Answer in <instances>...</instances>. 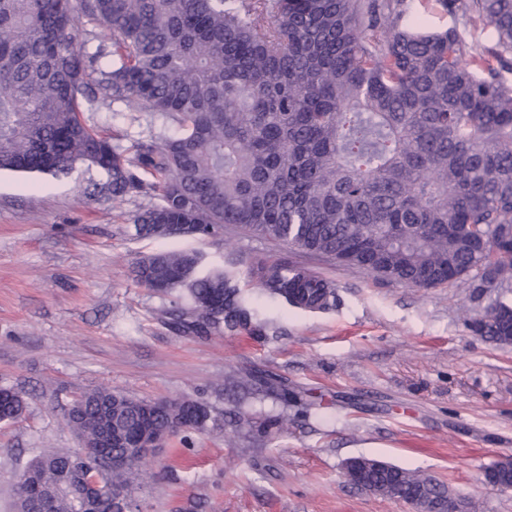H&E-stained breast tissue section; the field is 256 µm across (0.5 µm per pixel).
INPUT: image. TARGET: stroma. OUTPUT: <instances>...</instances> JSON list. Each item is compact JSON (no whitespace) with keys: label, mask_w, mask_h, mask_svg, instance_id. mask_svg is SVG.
I'll return each mask as SVG.
<instances>
[{"label":"stroma","mask_w":512,"mask_h":512,"mask_svg":"<svg viewBox=\"0 0 512 512\" xmlns=\"http://www.w3.org/2000/svg\"><path fill=\"white\" fill-rule=\"evenodd\" d=\"M428 29L456 27L492 45L491 29L439 0ZM92 128L123 146L176 133L172 122L99 98L82 102ZM98 170L69 176L0 171V388L26 407L0 423V512H15L13 484L39 456L77 447L66 414L72 399L100 387L148 399H195L210 417L179 432L147 460L137 485L142 512H410L344 482L348 459L367 457L421 471L470 499L475 512H512V490L484 472L512 457V344L476 335L471 323L496 298L468 279L417 288L228 228L215 243L136 236L134 217L153 206L135 192L120 206L87 193ZM160 250L203 254L204 267L230 262L245 278L251 260L273 255L336 283V306L311 313L247 292L262 333L200 337L163 318L170 297L137 285L130 268ZM259 366L321 403L294 415L264 442L227 438L233 404L225 374Z\"/></svg>","instance_id":"stroma-1"}]
</instances>
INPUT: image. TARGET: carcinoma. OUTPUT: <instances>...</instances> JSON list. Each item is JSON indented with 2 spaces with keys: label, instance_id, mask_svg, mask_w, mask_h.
<instances>
[{
  "label": "carcinoma",
  "instance_id": "1",
  "mask_svg": "<svg viewBox=\"0 0 512 512\" xmlns=\"http://www.w3.org/2000/svg\"><path fill=\"white\" fill-rule=\"evenodd\" d=\"M491 26L496 43L476 50L454 28L423 31L407 0H0V170L67 176L94 166L93 192L112 205L151 189L157 203L134 220L139 236L218 239L224 225L295 246L419 288L468 277L474 288H512V0H441ZM103 25L99 35L83 20ZM103 62L92 88L85 46ZM100 96L159 114L178 133L139 142L88 127L82 99ZM202 257L160 251L139 259L134 280L170 294L164 311L183 333L252 334L255 310L226 269L200 271ZM250 281L293 308L336 305V284L288 264L255 258ZM474 331L512 343V304L490 305ZM230 439L288 428V396L273 375L236 371ZM71 403L68 425L98 451L107 426L129 435L204 427L198 402L146 400L101 388ZM271 399L277 414L249 410ZM20 394L4 391L0 422L17 419ZM71 450L28 463L14 485L28 512L25 476L54 485ZM141 468H107L97 512ZM408 499L448 493L438 479L384 463L365 474Z\"/></svg>",
  "mask_w": 512,
  "mask_h": 512
}]
</instances>
